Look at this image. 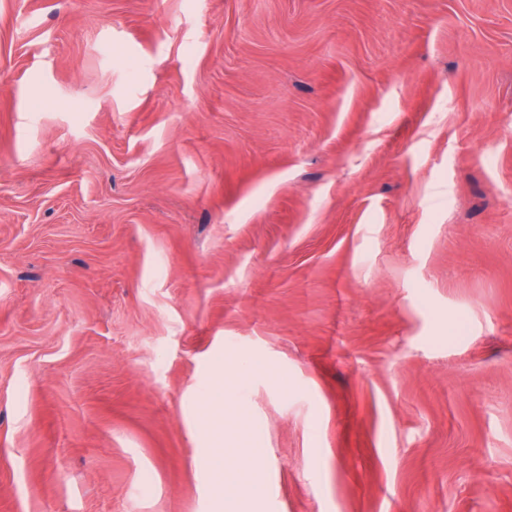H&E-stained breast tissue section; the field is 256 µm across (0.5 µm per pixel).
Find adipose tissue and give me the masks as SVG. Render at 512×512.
Instances as JSON below:
<instances>
[{
	"instance_id": "obj_1",
	"label": "adipose tissue",
	"mask_w": 512,
	"mask_h": 512,
	"mask_svg": "<svg viewBox=\"0 0 512 512\" xmlns=\"http://www.w3.org/2000/svg\"><path fill=\"white\" fill-rule=\"evenodd\" d=\"M207 415L210 429L207 433L208 447L206 460L210 471L216 479L223 483H234L247 478L251 481L252 499L263 498L265 486L261 480L255 479L254 474L259 465L255 453L241 455L235 469H228L224 459V434L220 424L224 418V376L216 374L207 393Z\"/></svg>"
}]
</instances>
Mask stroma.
I'll return each instance as SVG.
<instances>
[{
  "mask_svg": "<svg viewBox=\"0 0 512 512\" xmlns=\"http://www.w3.org/2000/svg\"><path fill=\"white\" fill-rule=\"evenodd\" d=\"M512 512V0H0V512ZM207 409L211 431H207L206 460L210 471L219 482L224 484L251 478V497L253 501L258 502L264 497L265 486L261 480L254 478L255 470L259 466V460L254 451L239 456L240 461L232 473L226 471L224 433L220 427L224 418V364L208 389Z\"/></svg>",
  "mask_w": 512,
  "mask_h": 512,
  "instance_id": "1",
  "label": "stroma"
}]
</instances>
